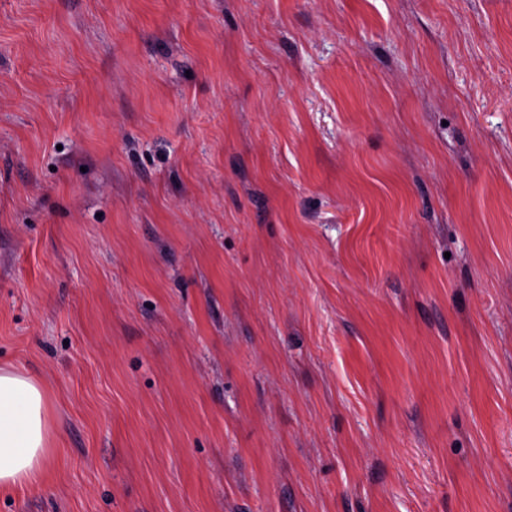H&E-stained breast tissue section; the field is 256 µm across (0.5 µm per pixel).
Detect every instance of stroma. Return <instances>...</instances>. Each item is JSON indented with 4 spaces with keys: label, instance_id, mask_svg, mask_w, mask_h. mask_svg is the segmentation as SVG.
Here are the masks:
<instances>
[{
    "label": "stroma",
    "instance_id": "1",
    "mask_svg": "<svg viewBox=\"0 0 512 512\" xmlns=\"http://www.w3.org/2000/svg\"><path fill=\"white\" fill-rule=\"evenodd\" d=\"M0 512H512V0H0ZM51 437L40 380L0 367V490L24 489L42 477L54 450Z\"/></svg>",
    "mask_w": 512,
    "mask_h": 512
}]
</instances>
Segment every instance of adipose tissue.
Listing matches in <instances>:
<instances>
[{
  "mask_svg": "<svg viewBox=\"0 0 512 512\" xmlns=\"http://www.w3.org/2000/svg\"><path fill=\"white\" fill-rule=\"evenodd\" d=\"M51 437L40 380L0 367V490L23 489L42 477L53 454Z\"/></svg>",
  "mask_w": 512,
  "mask_h": 512,
  "instance_id": "adipose-tissue-1",
  "label": "adipose tissue"
}]
</instances>
